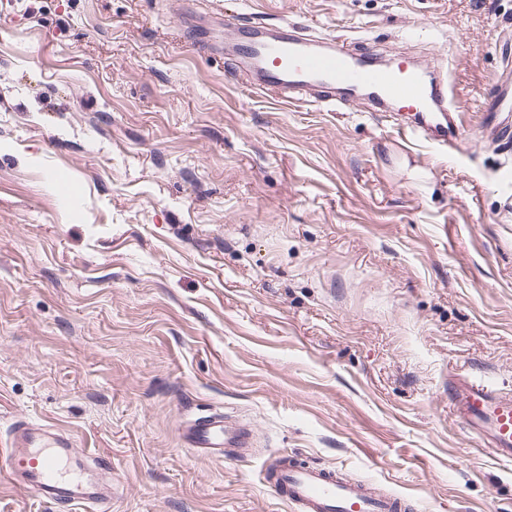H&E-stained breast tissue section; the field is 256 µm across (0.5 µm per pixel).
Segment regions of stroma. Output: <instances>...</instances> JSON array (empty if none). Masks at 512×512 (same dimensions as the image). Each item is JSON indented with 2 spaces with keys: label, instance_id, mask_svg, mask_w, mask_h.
I'll use <instances>...</instances> for the list:
<instances>
[{
  "label": "stroma",
  "instance_id": "stroma-1",
  "mask_svg": "<svg viewBox=\"0 0 512 512\" xmlns=\"http://www.w3.org/2000/svg\"><path fill=\"white\" fill-rule=\"evenodd\" d=\"M188 0H0V438L27 419L110 458L112 512H292L289 453L409 496L512 512V462L448 380L512 390V150L481 122L512 0H214L451 62L457 148L409 112L275 106L179 36ZM219 407L246 460L181 446Z\"/></svg>",
  "mask_w": 512,
  "mask_h": 512
}]
</instances>
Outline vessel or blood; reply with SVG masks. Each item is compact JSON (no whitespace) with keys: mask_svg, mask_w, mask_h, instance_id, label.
Masks as SVG:
<instances>
[{"mask_svg":"<svg viewBox=\"0 0 512 512\" xmlns=\"http://www.w3.org/2000/svg\"><path fill=\"white\" fill-rule=\"evenodd\" d=\"M232 48H224L209 32L183 28L182 36L199 53L217 58L232 51L234 65L250 87L275 92L280 103L313 98L331 108L357 103L358 94L399 109L414 111L412 134L455 146L459 135L458 106L453 87L444 74L426 80L418 71L395 66L378 68L376 51L323 47L313 43L288 22L271 27H238ZM451 410L457 426L474 435L497 458L512 461V395L482 378L453 377L448 384ZM183 447L210 457L234 453L251 455L252 427L228 420L209 409L183 421ZM110 459L90 450H78L65 430L19 421L5 447L0 448V474L37 501L53 504L59 512H112ZM264 479L279 500L299 512H400L397 496L379 492L372 484L337 478L335 470L292 457H278L267 465Z\"/></svg>","mask_w":512,"mask_h":512,"instance_id":"1","label":"vessel or blood"}]
</instances>
